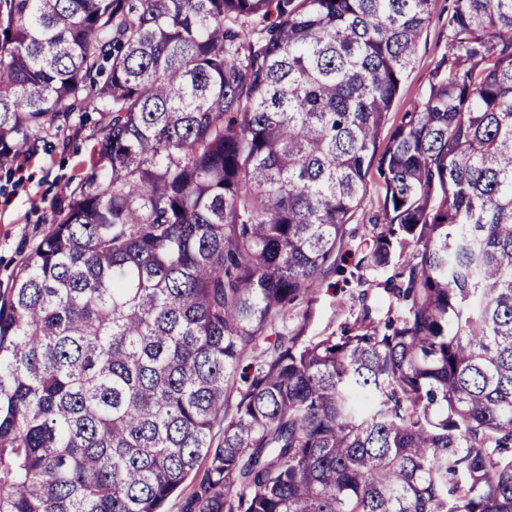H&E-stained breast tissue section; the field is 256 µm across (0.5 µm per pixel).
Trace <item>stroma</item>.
Listing matches in <instances>:
<instances>
[{"mask_svg": "<svg viewBox=\"0 0 512 512\" xmlns=\"http://www.w3.org/2000/svg\"><path fill=\"white\" fill-rule=\"evenodd\" d=\"M453 0H437L432 17L419 41L415 61L405 75L390 112L391 124H399L404 112L423 95L429 71L446 49L448 15ZM63 142L40 149L31 163L12 176L0 172V289L6 288L20 263L57 221L55 203L76 187V174L98 133L73 125ZM385 185L378 172H371L367 190L348 228L354 236L336 254V267L324 279L314 301L298 299L288 307L289 333L303 332L316 339L352 325L361 307H368L373 320L388 311V289L400 286L397 265L381 270L361 266L365 241L383 209Z\"/></svg>", "mask_w": 512, "mask_h": 512, "instance_id": "stroma-1", "label": "stroma"}]
</instances>
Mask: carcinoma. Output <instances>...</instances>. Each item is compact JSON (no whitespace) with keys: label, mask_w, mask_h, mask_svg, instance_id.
<instances>
[{"label":"carcinoma","mask_w":512,"mask_h":512,"mask_svg":"<svg viewBox=\"0 0 512 512\" xmlns=\"http://www.w3.org/2000/svg\"><path fill=\"white\" fill-rule=\"evenodd\" d=\"M0 0V170L100 134L0 291V512H512V0ZM399 313L276 333L366 191ZM204 471H199L201 464ZM452 7L453 0H437L432 17L419 41L414 64L402 81L399 95L390 112V121L381 139L385 138L391 129L399 124L404 112L411 109L423 95L428 73L446 49L448 13Z\"/></svg>","instance_id":"1"}]
</instances>
